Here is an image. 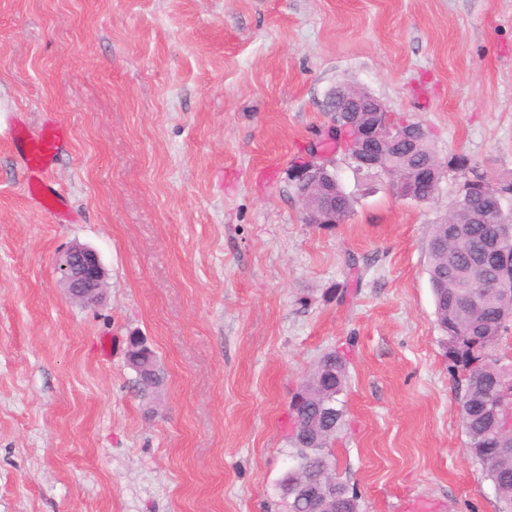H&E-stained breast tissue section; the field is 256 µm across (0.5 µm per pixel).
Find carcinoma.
Here are the masks:
<instances>
[{"label":"carcinoma","mask_w":512,"mask_h":512,"mask_svg":"<svg viewBox=\"0 0 512 512\" xmlns=\"http://www.w3.org/2000/svg\"><path fill=\"white\" fill-rule=\"evenodd\" d=\"M436 157L432 141L424 152L412 153L405 163L385 172L389 186L412 178L416 168ZM471 177L464 183L445 221L430 225L427 272L432 288L437 325L444 336L450 370L458 376L459 415L472 457L481 465L482 476L500 490L497 512H512V455L502 447L495 422L498 406L512 403V366L494 356L502 340L505 322L512 319V297L494 288H481L471 277V268L482 265L501 279L512 282V258L500 257L490 246L502 230L498 218L477 219L487 204L486 192L495 190L484 176L474 172L466 157L450 162ZM353 199L342 184H336V211L346 216ZM142 393L157 388L161 377L155 354L134 349L127 355ZM349 357L342 348L325 352L312 373L294 394L289 405L288 445L295 451L296 465L282 484L286 512H325L322 500L303 490L302 481L324 469L336 492V512H360L358 495L335 477L331 447L345 427V411L339 396L347 384Z\"/></svg>","instance_id":"carcinoma-1"}]
</instances>
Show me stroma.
Returning a JSON list of instances; mask_svg holds the SVG:
<instances>
[{"mask_svg":"<svg viewBox=\"0 0 512 512\" xmlns=\"http://www.w3.org/2000/svg\"><path fill=\"white\" fill-rule=\"evenodd\" d=\"M343 82L512 182V0H0V117L68 128L37 201L0 135V512H284L289 401L345 344L361 512H496L427 274L460 176L419 204L337 161L341 224L294 193ZM74 243L98 305L57 283ZM133 335L164 372L146 397ZM55 270L59 284L71 299L86 305H95L102 299L106 276L94 249L72 245L56 262Z\"/></svg>","mask_w":512,"mask_h":512,"instance_id":"35a3bbf8","label":"stroma"}]
</instances>
